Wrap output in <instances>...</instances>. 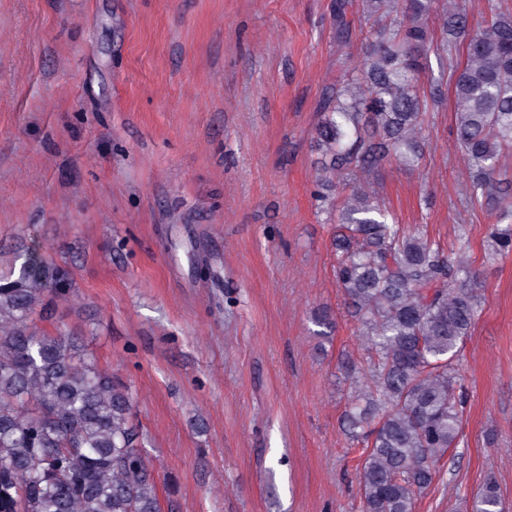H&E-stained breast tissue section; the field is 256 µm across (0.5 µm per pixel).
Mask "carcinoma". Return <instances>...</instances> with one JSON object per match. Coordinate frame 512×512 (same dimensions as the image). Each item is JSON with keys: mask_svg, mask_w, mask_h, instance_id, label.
<instances>
[{"mask_svg": "<svg viewBox=\"0 0 512 512\" xmlns=\"http://www.w3.org/2000/svg\"><path fill=\"white\" fill-rule=\"evenodd\" d=\"M346 7L337 0L339 45L351 37ZM362 11L374 20L366 52L325 99L316 129L317 198L328 200L322 190L344 173L419 166L425 114L444 100L433 55L448 65L469 204L493 219L485 262H497L512 253V180L502 176L512 153V0H485L477 24L465 0H362ZM336 223V278L370 354L368 379L345 411L365 454L361 512H415L460 438L455 364L481 306L468 236L459 228L446 249L357 184ZM70 288L49 256L27 254L18 272L0 274V512H161L128 385L62 327H32L35 315L52 319ZM471 512H504L495 480Z\"/></svg>", "mask_w": 512, "mask_h": 512, "instance_id": "1", "label": "carcinoma"}]
</instances>
